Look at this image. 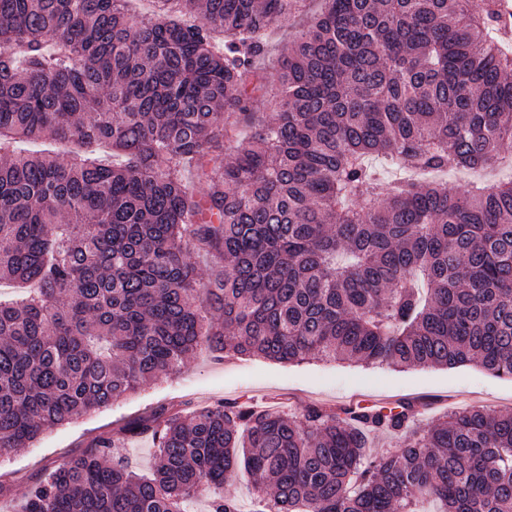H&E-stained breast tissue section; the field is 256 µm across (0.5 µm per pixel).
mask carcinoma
Listing matches in <instances>:
<instances>
[{
    "instance_id": "carcinoma-1",
    "label": "carcinoma",
    "mask_w": 512,
    "mask_h": 512,
    "mask_svg": "<svg viewBox=\"0 0 512 512\" xmlns=\"http://www.w3.org/2000/svg\"><path fill=\"white\" fill-rule=\"evenodd\" d=\"M127 2L0 0V288L29 289L0 302V456L203 349L512 378V179L414 178L512 154L491 11L323 0L259 121L247 75L299 0ZM196 250L219 260L206 281ZM414 418L404 401L161 409L55 465L23 512H188L209 493L210 512H240L215 489L241 467L272 492L254 488L259 512H512V412ZM140 436L149 475L110 460Z\"/></svg>"
}]
</instances>
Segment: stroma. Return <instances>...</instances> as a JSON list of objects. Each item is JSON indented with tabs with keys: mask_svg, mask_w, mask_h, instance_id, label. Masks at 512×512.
Instances as JSON below:
<instances>
[{
	"mask_svg": "<svg viewBox=\"0 0 512 512\" xmlns=\"http://www.w3.org/2000/svg\"><path fill=\"white\" fill-rule=\"evenodd\" d=\"M249 395L299 417L312 405L337 407L362 401L405 398L422 402L421 425L473 406L512 410V379L476 364L452 369L413 367L404 371L346 361L284 364L262 358L217 357L204 350L179 374L150 382L111 407L85 414L47 431L31 447L0 457V512H20L32 480L98 436L161 407L182 413Z\"/></svg>",
	"mask_w": 512,
	"mask_h": 512,
	"instance_id": "35a3bbf8",
	"label": "stroma"
}]
</instances>
